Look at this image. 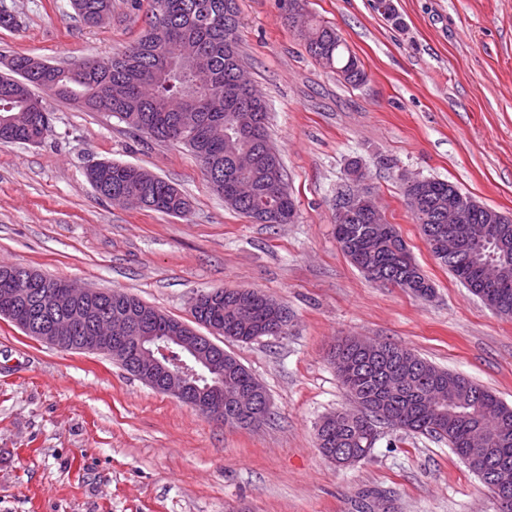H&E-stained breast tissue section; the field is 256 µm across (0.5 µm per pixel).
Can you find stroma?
I'll list each match as a JSON object with an SVG mask.
<instances>
[{
    "label": "stroma",
    "instance_id": "35a3bbf8",
    "mask_svg": "<svg viewBox=\"0 0 512 512\" xmlns=\"http://www.w3.org/2000/svg\"><path fill=\"white\" fill-rule=\"evenodd\" d=\"M112 3L108 23L88 26L70 0H0L18 21L0 28V60L111 59L151 10ZM238 4L240 52L294 222L254 223L182 144L54 97L41 144L0 142V264L122 289L187 323L200 292L263 291L287 307V334L214 341L265 386L272 415L247 429L209 419L110 356L58 350L0 317V512H354L369 488L397 512H496L447 441L382 424L369 457L339 468L316 425L351 405L329 353L353 336L408 348L512 406V318L434 258L403 183L446 180L512 217V0H394L399 28L375 0H305L360 59L367 79L356 87L311 58L281 0ZM102 160L176 184L190 212L110 203L85 178ZM354 160L358 189L397 225L431 296L371 280L337 243L336 190Z\"/></svg>",
    "mask_w": 512,
    "mask_h": 512
}]
</instances>
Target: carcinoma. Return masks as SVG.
<instances>
[{
    "instance_id": "obj_1",
    "label": "carcinoma",
    "mask_w": 512,
    "mask_h": 512,
    "mask_svg": "<svg viewBox=\"0 0 512 512\" xmlns=\"http://www.w3.org/2000/svg\"><path fill=\"white\" fill-rule=\"evenodd\" d=\"M74 13L87 25H95L103 11H112V0H70ZM151 13H160L172 23V32L180 42L182 56L200 59L206 67L210 86L202 87L192 75L176 69L155 73L160 50L153 45L150 33L144 35L122 54L104 62L97 59L81 61L82 71L70 73L68 66H56L49 79L32 73L30 57L16 54L8 72L0 75V142H28L30 134L51 132L50 119L33 112L27 124L16 125L8 117L19 112L21 100L13 87L25 83L30 92L40 90L52 97V86L64 88L59 97L77 100L95 97L115 82L126 85L124 99L112 103V115L132 131L160 141H172L188 146L200 160L209 182L224 181V202L236 211L254 218V209L264 204L273 211L272 224H290L296 214L294 199L286 181L278 189L267 186L265 159L273 160L283 171L279 156L271 145L267 132V110L263 100L253 90L245 89L240 96L233 91L236 82L235 60L241 58L238 44L224 39V23L238 27L236 0H152ZM303 36L311 56L339 75L345 83L359 85L366 77L359 58L352 53L336 28L314 19L306 21ZM193 89L195 104L192 119L201 126L200 138L189 139L177 129V118L170 104L180 100L187 89ZM239 127L241 132L224 138V127ZM106 181L94 186L105 199H114L123 191H135L148 198L147 208L169 215L183 216L190 209L189 200L172 184L151 172L128 164L111 161L101 163ZM407 200L422 199L424 214L414 215L420 225L448 204L470 200L452 183L427 179L414 190L405 189ZM360 212L349 224L336 225V241L343 245L357 235L363 244L348 254L351 263L365 274L375 271L382 283L402 287L411 284V291L423 297L433 291V285L421 273L412 258L401 252L395 240L388 237L383 224H366ZM434 257L465 287L486 304L505 316H512V282L488 285L481 278L480 261L450 259L434 253ZM8 287L26 294V307L31 313L56 309L50 289L34 293L23 280H12ZM259 291L246 294L230 291L224 303L238 304L244 317L224 320V337L240 342L259 338L251 328L267 321L270 311L256 298ZM110 300L104 309L112 311L120 304L131 313L143 306L137 297L121 291L106 292ZM406 348L379 342L370 349L359 344L356 337L342 340L333 352L332 361L341 385L360 406L359 416L337 410L324 416L317 426V445L325 457H351L354 462L365 459L371 452L382 420L412 433L429 435L448 441L458 458L481 480L490 485L498 467L504 463L512 468V408L495 393L468 378L440 369L415 355L409 361L403 357ZM234 367L231 378L240 388L255 386L265 390L237 358L224 357V367ZM448 397L446 414L437 417L428 402L439 392ZM489 409L504 422L500 439L487 448H476L472 436L479 427L482 412Z\"/></svg>"
}]
</instances>
